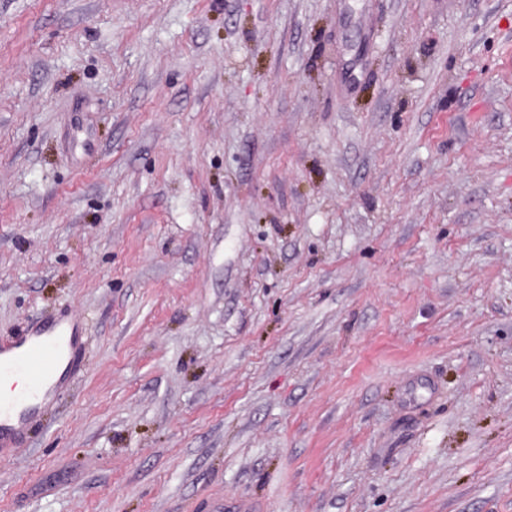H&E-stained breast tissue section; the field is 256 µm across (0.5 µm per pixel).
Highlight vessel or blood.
<instances>
[{
    "mask_svg": "<svg viewBox=\"0 0 512 512\" xmlns=\"http://www.w3.org/2000/svg\"><path fill=\"white\" fill-rule=\"evenodd\" d=\"M82 324L75 313L50 314L0 345V378L19 375L26 381L20 394L0 398V448L21 447L42 410L69 391L85 350Z\"/></svg>",
    "mask_w": 512,
    "mask_h": 512,
    "instance_id": "obj_1",
    "label": "vessel or blood"
}]
</instances>
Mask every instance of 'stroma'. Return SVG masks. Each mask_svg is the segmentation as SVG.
Instances as JSON below:
<instances>
[{
	"label": "stroma",
	"mask_w": 512,
	"mask_h": 512,
	"mask_svg": "<svg viewBox=\"0 0 512 512\" xmlns=\"http://www.w3.org/2000/svg\"><path fill=\"white\" fill-rule=\"evenodd\" d=\"M56 310L0 512H512V0H0V342Z\"/></svg>",
	"instance_id": "1"
}]
</instances>
